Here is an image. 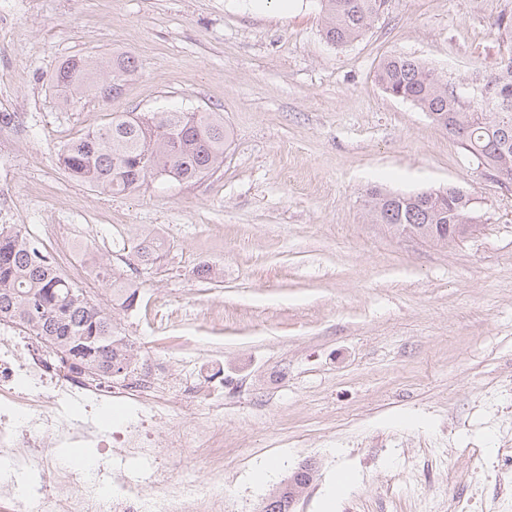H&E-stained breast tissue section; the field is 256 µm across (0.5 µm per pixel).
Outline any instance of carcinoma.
<instances>
[{"label": "carcinoma", "instance_id": "cac0c4a2", "mask_svg": "<svg viewBox=\"0 0 512 512\" xmlns=\"http://www.w3.org/2000/svg\"><path fill=\"white\" fill-rule=\"evenodd\" d=\"M387 0H320L323 34L336 46L363 35ZM135 69L131 57L71 58L61 64L53 81L63 98L120 92ZM377 82L391 97L409 101L427 112L491 176L512 182V51L483 72L492 105L471 106L456 83L440 78L420 61L394 55L385 59ZM228 138L219 112H115L103 126L64 144L60 166L73 178L102 192H131L147 181L139 159L148 154L158 177L193 182L224 163ZM372 221L399 234L433 239L435 224L481 223V215L466 192L448 188L400 194L374 188L367 193ZM141 261L154 263L165 243L149 235L131 246ZM100 283L116 289L121 305L136 300V283L101 266ZM21 323L30 335L57 346L72 361L71 368L87 374L120 375L129 363L116 360L127 346L114 335L112 313L88 302L80 288L58 272L22 230L0 224V321Z\"/></svg>", "mask_w": 512, "mask_h": 512}]
</instances>
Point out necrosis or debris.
I'll list each match as a JSON object with an SVG mask.
<instances>
[{"label":"necrosis or debris","instance_id":"necrosis-or-debris-1","mask_svg":"<svg viewBox=\"0 0 512 512\" xmlns=\"http://www.w3.org/2000/svg\"><path fill=\"white\" fill-rule=\"evenodd\" d=\"M22 339L0 335V461L16 470L37 469L45 488L35 498L21 496L14 481L0 479V512H130L138 484L117 474L108 490L80 481L54 456L57 448H78L101 433L98 420L80 417L83 409H109L119 398L135 404L134 417L115 421L116 435L133 455L152 454L154 445L142 424L170 417L174 407L190 413L185 427L165 441L169 448H219L222 437L211 421L193 411L196 394L176 389L166 365L144 361L135 368L124 392L87 382L77 370L56 367L39 353H19ZM161 491L150 512H224V482H197L183 474L156 469L150 475Z\"/></svg>","mask_w":512,"mask_h":512}]
</instances>
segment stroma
Masks as SVG:
<instances>
[{"label": "stroma", "mask_w": 512, "mask_h": 512, "mask_svg": "<svg viewBox=\"0 0 512 512\" xmlns=\"http://www.w3.org/2000/svg\"><path fill=\"white\" fill-rule=\"evenodd\" d=\"M0 199L46 246L53 224L77 250L138 284L111 311L134 359L166 362L224 400L220 448L157 449L170 468L224 480V512H259L300 466L295 512H448L512 449V188L486 176L414 104L376 80L390 55L468 88L506 47L512 0H389L344 46L319 0H0ZM125 53L121 92L64 100L52 76L72 57ZM224 115L221 168L127 194L70 178L59 148L114 112ZM457 187L483 216L449 244L372 223V186ZM151 234L167 253L138 261ZM207 263L214 279L197 277ZM97 476L145 459L76 448ZM278 465L264 482L256 471ZM345 492L332 496L336 478Z\"/></svg>", "instance_id": "obj_1"}]
</instances>
